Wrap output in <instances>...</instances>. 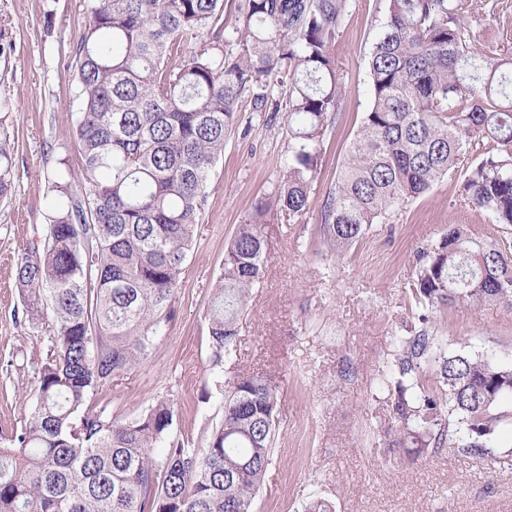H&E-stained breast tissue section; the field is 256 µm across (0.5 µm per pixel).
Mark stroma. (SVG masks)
Instances as JSON below:
<instances>
[{"instance_id":"1","label":"stroma","mask_w":512,"mask_h":512,"mask_svg":"<svg viewBox=\"0 0 512 512\" xmlns=\"http://www.w3.org/2000/svg\"><path fill=\"white\" fill-rule=\"evenodd\" d=\"M87 4L0 0V129L14 143L13 194L0 200V446L36 403L49 345L48 328L25 315L14 271L41 240L59 160L82 173L73 48ZM386 10L387 0H350L333 48L342 110L325 133L307 213L271 205L288 159L284 115L269 120L243 103L209 181L171 320L144 364L91 400L121 420L169 401L176 434L197 448L223 414L220 382L243 374L274 378V461L254 512H301L314 498L331 501L336 512H512V461L490 465L448 447L409 458L396 442L393 394L382 383L395 338L423 328L433 338L424 374H433L443 354L512 361V310L495 303L441 307L423 322L409 290L418 254L433 251L453 225H464L474 241L504 246H512V225L475 208L457 174L392 210L344 254L331 256L323 242L320 205L368 108L367 60ZM460 16L479 52L492 60L512 55V0H463ZM261 207L262 279L239 320L235 352L217 367L207 319L212 289L228 241Z\"/></svg>"}]
</instances>
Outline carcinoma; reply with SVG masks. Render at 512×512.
Segmentation results:
<instances>
[{"label": "carcinoma", "mask_w": 512, "mask_h": 512, "mask_svg": "<svg viewBox=\"0 0 512 512\" xmlns=\"http://www.w3.org/2000/svg\"><path fill=\"white\" fill-rule=\"evenodd\" d=\"M350 0H89L74 49L83 175L60 160L45 233L17 264L26 316L49 322L36 404L0 448V512H253L272 465L278 386L233 378L224 415L202 448L172 436L161 400L129 421L90 406L117 374L140 364L181 287L211 173L239 104L286 115L288 160L276 206H310L321 146L341 109L331 47ZM459 0H388L368 60L370 104L321 204L332 254L461 169L473 205L512 224V58L491 62L459 23ZM214 34L199 51L188 39ZM13 146L0 133V198L11 194ZM478 160L460 168L463 159ZM261 214L224 251L208 311L213 364L237 343L238 320L260 282ZM410 291L423 309L495 302L512 310V255L452 227L418 256ZM433 337L397 338L393 407L419 455L447 445L491 464L492 409L512 393V365L470 353L435 358ZM166 445L161 460L153 448Z\"/></svg>", "instance_id": "carcinoma-1"}]
</instances>
